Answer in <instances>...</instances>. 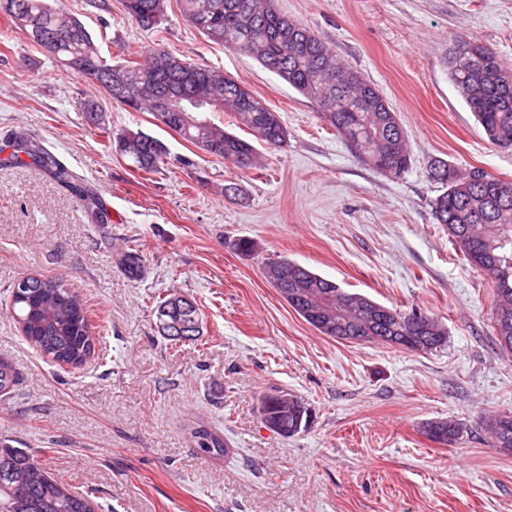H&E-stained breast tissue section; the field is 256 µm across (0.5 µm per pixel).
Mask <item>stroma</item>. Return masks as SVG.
Here are the masks:
<instances>
[{
	"mask_svg": "<svg viewBox=\"0 0 512 512\" xmlns=\"http://www.w3.org/2000/svg\"><path fill=\"white\" fill-rule=\"evenodd\" d=\"M49 2L78 17L106 59L141 60L160 42L233 77L279 113L288 137L259 146L261 169L239 170L55 60L34 56L21 71L30 42L0 17V358L22 373L0 399L12 446L107 512H512V453L481 429L486 416L512 414V355L493 337L490 280L433 215L438 164L512 181V150L487 141L448 79L453 34L512 66V0H275L390 103L412 156L399 175L360 161L282 78L208 41L179 0L154 30L122 0L103 10ZM88 99L112 129L161 139L166 165L148 174L111 150L82 112ZM19 133L92 184L109 222L89 223L43 172L10 163ZM230 183L242 197L225 196ZM241 238L254 242L251 255L234 249ZM130 250L144 264L135 280L119 264ZM280 257L345 291L430 313L447 331L444 347L324 336L266 280V262ZM26 275L73 284L106 354L78 369L43 358L8 310L9 285ZM169 293L199 305L198 340L173 345L158 334L151 309ZM275 389L311 412L294 437L261 420V399ZM439 419L460 425L452 443L425 434ZM199 426L230 454L200 451Z\"/></svg>",
	"mask_w": 512,
	"mask_h": 512,
	"instance_id": "obj_1",
	"label": "stroma"
}]
</instances>
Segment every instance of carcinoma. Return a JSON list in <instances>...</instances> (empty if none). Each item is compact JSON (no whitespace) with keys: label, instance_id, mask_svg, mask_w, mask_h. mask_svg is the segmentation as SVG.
Here are the masks:
<instances>
[{"label":"carcinoma","instance_id":"1","mask_svg":"<svg viewBox=\"0 0 512 512\" xmlns=\"http://www.w3.org/2000/svg\"><path fill=\"white\" fill-rule=\"evenodd\" d=\"M167 0H122L127 15L154 29L166 20ZM185 20L207 40L240 51L276 73L295 91L323 107L330 126L371 165L388 160L400 175L410 164L409 144L397 113L374 85L362 82L327 83L354 68L336 60L330 44L300 22L279 12L273 0H181ZM0 15L21 30L35 52L51 57L81 80L100 88L128 112H149L154 119L201 151L240 170L257 167L259 152L248 140L201 117V111L225 112L237 128L248 129L266 145L278 148L287 131L280 116L237 80L190 62L158 46L139 63L104 58L91 33L75 18L63 15L48 0H0ZM448 78L455 85L488 141L512 149V69L504 67L494 49L472 37L456 36L448 61ZM182 93L184 111L164 112L161 94ZM110 143L147 173L159 170L167 150L157 138L137 129L118 132L99 127ZM15 160L24 154L81 204L92 224L107 223L108 213L95 191L40 144L24 134L13 140ZM435 176L445 191L435 199L434 216L448 230L467 262L486 275L493 286L494 313L512 317V181L482 169L461 174L446 165ZM503 186L505 197L490 191ZM121 265L136 279L142 274L138 252H127ZM288 277V305L325 336H366L394 348L409 327L430 336L428 350L446 341L438 319L415 309L402 311L370 297L349 293L336 283L285 258L266 264L267 278ZM27 292L10 290L12 316L24 339L42 356L73 369L81 368L100 343L92 334L88 311L73 285L62 278H25ZM153 317L161 336L171 342L192 341L202 335L200 309L191 299L172 294L157 301ZM16 366L0 359V394L8 395L20 382ZM262 421L283 437L306 428L309 411L294 396L278 391L266 395ZM492 447L512 452V415L483 421ZM425 433L441 443L455 440L460 427L431 421ZM203 452L222 456L228 444L204 427L192 432ZM90 495L49 475L27 448L0 445V512H96Z\"/></svg>","mask_w":512,"mask_h":512}]
</instances>
